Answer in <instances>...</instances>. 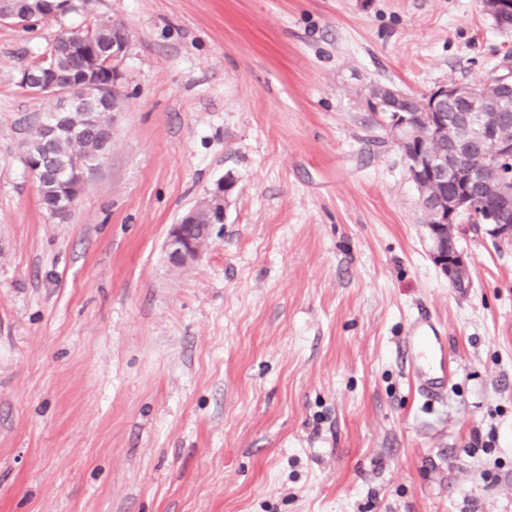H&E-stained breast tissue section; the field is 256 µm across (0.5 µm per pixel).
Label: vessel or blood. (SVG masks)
I'll list each match as a JSON object with an SVG mask.
<instances>
[{
  "mask_svg": "<svg viewBox=\"0 0 512 512\" xmlns=\"http://www.w3.org/2000/svg\"><path fill=\"white\" fill-rule=\"evenodd\" d=\"M419 391L427 398L443 395L448 375L443 366L445 345L436 329L413 323L400 347Z\"/></svg>",
  "mask_w": 512,
  "mask_h": 512,
  "instance_id": "obj_1",
  "label": "vessel or blood"
}]
</instances>
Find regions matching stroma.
<instances>
[{
    "label": "stroma",
    "mask_w": 512,
    "mask_h": 512,
    "mask_svg": "<svg viewBox=\"0 0 512 512\" xmlns=\"http://www.w3.org/2000/svg\"><path fill=\"white\" fill-rule=\"evenodd\" d=\"M0 22V512H512V244L465 224L449 284L364 107L486 81L480 0H72ZM126 29L128 100L64 218L22 162L66 29ZM175 269L171 224L225 179ZM445 329L424 400L398 347ZM234 187L231 180H226L206 196L209 203L210 224H199L197 205L187 210L177 224H171L164 242V250L170 263L174 266H185L197 260L202 252V246L186 233L187 225H202L207 238L210 237L212 224H220L224 221L228 195Z\"/></svg>",
    "instance_id": "obj_1"
}]
</instances>
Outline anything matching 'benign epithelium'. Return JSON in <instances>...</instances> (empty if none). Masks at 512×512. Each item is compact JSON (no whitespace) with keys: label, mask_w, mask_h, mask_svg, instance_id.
Instances as JSON below:
<instances>
[{"label":"benign epithelium","mask_w":512,"mask_h":512,"mask_svg":"<svg viewBox=\"0 0 512 512\" xmlns=\"http://www.w3.org/2000/svg\"><path fill=\"white\" fill-rule=\"evenodd\" d=\"M42 7L37 15L42 20H48L69 7L68 0H41ZM495 25L503 30L512 28V0H495V6L490 13ZM129 47L128 35L112 40L106 51H101L93 38H88L82 45L75 47L69 43L64 45L68 52L79 51L86 58V66L82 73L71 77L67 82L59 81V72L54 67L39 71L26 69L23 71L20 84L34 95L45 92L55 95L58 100L57 111L50 114L43 126L45 137L50 138L62 132L71 135L79 133L77 127L68 124L67 114L82 110L87 99L95 98V105L106 112L122 111L125 93L124 74L120 63ZM406 96V93L396 88L384 87L380 91L366 96L365 107L370 112L383 116V127L387 138L401 151L411 180L420 187L448 175L457 184V191L448 201L447 209L435 212L433 225L428 227L431 242L430 257L435 266L453 282L457 272L471 267L470 257L463 250L450 255L440 247V240L448 236V231L461 229L462 218L469 221L482 219L490 226V235L500 243L512 242V180L497 178L489 184V192L495 201L491 205L484 197L477 198L465 191V185L471 180L483 176V173L471 167L466 161V152L457 151L450 157L430 156L424 145L417 141V132L413 129L412 118L401 113L393 112L394 104ZM512 97V59H503L500 67L489 79L488 84L480 91H475L465 85L451 82L436 88L427 96V104L431 120L427 123L430 135H438L444 131L443 112L440 104L456 98L468 100L482 99L485 111L475 114L466 112L464 120L478 129L489 149L493 163L502 159L512 158V139L497 136V129L506 127L512 112L507 111L506 103ZM28 170L37 180L39 187L55 189L60 184L73 183L74 193L70 202L79 197L78 178L65 165L59 167L51 175H46L43 161H34L28 165ZM234 187L227 180L208 193L207 201L211 223L203 225V231L210 233L211 225L224 223V214L228 195ZM197 207L187 210L175 224L170 225L164 250L168 260L173 265L185 266L197 260L202 252V246L186 233L190 224H199Z\"/></svg>","instance_id":"7a95c632"}]
</instances>
